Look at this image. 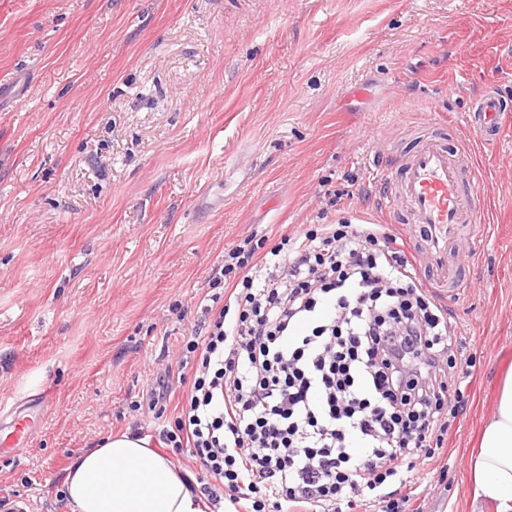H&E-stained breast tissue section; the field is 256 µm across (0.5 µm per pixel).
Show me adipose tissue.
<instances>
[{"label": "adipose tissue", "instance_id": "adipose-tissue-1", "mask_svg": "<svg viewBox=\"0 0 512 512\" xmlns=\"http://www.w3.org/2000/svg\"><path fill=\"white\" fill-rule=\"evenodd\" d=\"M469 473V512H512V371L469 456ZM63 484L71 512H203L186 473L131 431L83 451Z\"/></svg>", "mask_w": 512, "mask_h": 512}]
</instances>
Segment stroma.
Wrapping results in <instances>:
<instances>
[{"instance_id": "35a3bbf8", "label": "stroma", "mask_w": 512, "mask_h": 512, "mask_svg": "<svg viewBox=\"0 0 512 512\" xmlns=\"http://www.w3.org/2000/svg\"><path fill=\"white\" fill-rule=\"evenodd\" d=\"M512 0H0V401L50 409L0 495L70 512L65 469L141 430L224 250L383 223L375 167L419 133L468 142L485 209L450 320L476 369L447 473L413 512H468V456L512 370ZM140 410H132V402ZM507 111L497 94L488 90L475 104L473 115H469L468 123L476 127L485 137L499 133L502 116Z\"/></svg>"}]
</instances>
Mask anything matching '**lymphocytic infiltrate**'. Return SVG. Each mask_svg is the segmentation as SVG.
I'll return each instance as SVG.
<instances>
[{"label": "lymphocytic infiltrate", "instance_id": "f902f5d3", "mask_svg": "<svg viewBox=\"0 0 512 512\" xmlns=\"http://www.w3.org/2000/svg\"><path fill=\"white\" fill-rule=\"evenodd\" d=\"M379 224H308L224 252L207 319L183 340L191 384L163 443L231 512H406L408 470L467 402L448 311Z\"/></svg>", "mask_w": 512, "mask_h": 512}]
</instances>
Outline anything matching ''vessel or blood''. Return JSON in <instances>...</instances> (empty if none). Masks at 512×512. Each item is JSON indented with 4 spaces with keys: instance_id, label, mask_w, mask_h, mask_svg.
I'll return each instance as SVG.
<instances>
[{
    "instance_id": "b4317fda",
    "label": "vessel or blood",
    "mask_w": 512,
    "mask_h": 512,
    "mask_svg": "<svg viewBox=\"0 0 512 512\" xmlns=\"http://www.w3.org/2000/svg\"><path fill=\"white\" fill-rule=\"evenodd\" d=\"M505 112V105L490 90L476 102L469 121L489 137L499 133ZM477 181L468 146L450 149L431 133L421 135L409 153L389 158L374 176L382 210L396 223L419 227V246L428 257L435 291L442 297L453 299L460 292L458 240L463 226L475 223L484 207L475 189ZM38 404L36 414L13 412L0 449L18 455L27 448L42 410L49 407L43 398Z\"/></svg>"
}]
</instances>
